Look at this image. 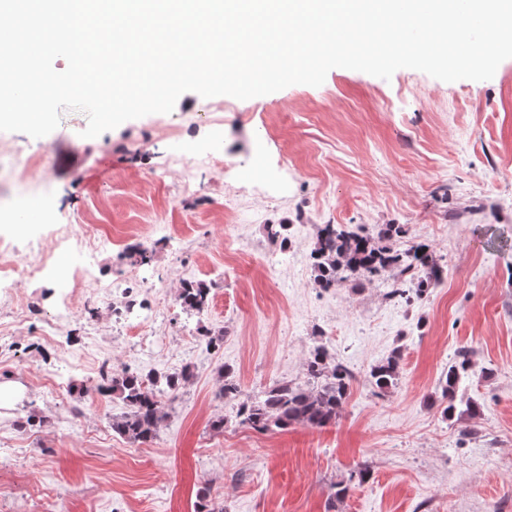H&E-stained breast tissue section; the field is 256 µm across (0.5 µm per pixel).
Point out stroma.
<instances>
[{
	"mask_svg": "<svg viewBox=\"0 0 512 512\" xmlns=\"http://www.w3.org/2000/svg\"><path fill=\"white\" fill-rule=\"evenodd\" d=\"M87 124L66 109L47 136L0 132V203L25 194L51 212L23 234L0 222L26 270L0 286V331L14 338L0 382L22 387L0 407V512H195L204 487L224 512H327L333 485L362 467L370 478L350 482L341 512H512V59L487 81L335 68L321 86L248 100L186 92L172 112L94 138ZM15 144L35 158L19 176ZM84 221L110 246L59 243L61 226ZM268 224L288 225L285 247L268 241ZM318 224L405 225L401 247L428 244L443 279L411 304L387 300L382 281L317 288ZM144 231L154 252L139 267L128 253ZM65 270L92 278L78 290ZM141 277L170 296L186 280L210 289L204 312L161 323L167 346L152 357L135 349L137 313L120 325L112 302L84 303L98 286ZM23 303L35 314L14 321ZM62 312L45 341L46 320ZM218 333L219 349L197 347ZM318 341L356 373L335 426L258 432L239 425L237 401L217 398L223 367L245 396L303 381ZM461 349L472 371L448 417L430 397ZM396 350L400 380L377 394L367 372ZM107 359L192 371L163 401L152 443L113 432L122 402L89 391ZM470 399L478 415L464 414Z\"/></svg>",
	"mask_w": 512,
	"mask_h": 512,
	"instance_id": "35a3bbf8",
	"label": "stroma"
}]
</instances>
